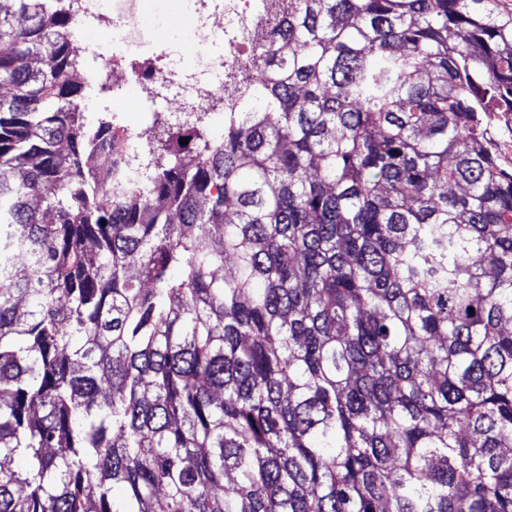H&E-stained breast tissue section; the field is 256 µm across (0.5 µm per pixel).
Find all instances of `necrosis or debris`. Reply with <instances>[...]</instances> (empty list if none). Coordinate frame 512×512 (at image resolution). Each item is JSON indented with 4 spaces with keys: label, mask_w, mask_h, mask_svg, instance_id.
<instances>
[{
    "label": "necrosis or debris",
    "mask_w": 512,
    "mask_h": 512,
    "mask_svg": "<svg viewBox=\"0 0 512 512\" xmlns=\"http://www.w3.org/2000/svg\"><path fill=\"white\" fill-rule=\"evenodd\" d=\"M57 6L78 27L118 28L124 33L126 48L121 53L87 46L76 54L75 63L93 87L91 100L99 104L108 102V90L131 83L139 87L145 117L140 128L129 132L125 165L130 169L147 155L149 130L158 117L169 112L189 122L213 116L217 105L228 102L227 84L242 55L262 51L253 0H195V34L202 49L192 68L178 73L161 66V54L140 52L143 35L131 17L112 16L98 0H57Z\"/></svg>",
    "instance_id": "4bbe7bcc"
}]
</instances>
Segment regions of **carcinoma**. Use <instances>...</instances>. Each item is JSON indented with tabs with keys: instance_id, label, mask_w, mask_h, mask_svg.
<instances>
[{
	"instance_id": "carcinoma-1",
	"label": "carcinoma",
	"mask_w": 512,
	"mask_h": 512,
	"mask_svg": "<svg viewBox=\"0 0 512 512\" xmlns=\"http://www.w3.org/2000/svg\"><path fill=\"white\" fill-rule=\"evenodd\" d=\"M293 2L128 180L0 0V512H512V3Z\"/></svg>"
}]
</instances>
